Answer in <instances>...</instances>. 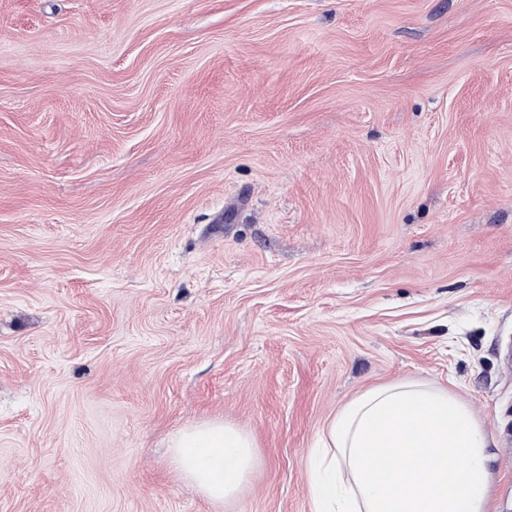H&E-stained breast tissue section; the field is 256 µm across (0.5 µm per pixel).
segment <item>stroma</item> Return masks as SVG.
<instances>
[{"instance_id":"obj_1","label":"stroma","mask_w":512,"mask_h":512,"mask_svg":"<svg viewBox=\"0 0 512 512\" xmlns=\"http://www.w3.org/2000/svg\"><path fill=\"white\" fill-rule=\"evenodd\" d=\"M512 0H0V512H309L414 380L512 512ZM223 421L236 500L171 462ZM170 448L180 475L215 501L235 499L256 464L250 436L224 423L182 429L172 437Z\"/></svg>"}]
</instances>
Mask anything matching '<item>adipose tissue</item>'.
I'll return each mask as SVG.
<instances>
[{
  "instance_id": "obj_1",
  "label": "adipose tissue",
  "mask_w": 512,
  "mask_h": 512,
  "mask_svg": "<svg viewBox=\"0 0 512 512\" xmlns=\"http://www.w3.org/2000/svg\"><path fill=\"white\" fill-rule=\"evenodd\" d=\"M489 434L452 392L398 380L326 423L312 450L311 512H489ZM173 463L215 501L235 499L256 464L247 434L205 423L174 434Z\"/></svg>"
}]
</instances>
